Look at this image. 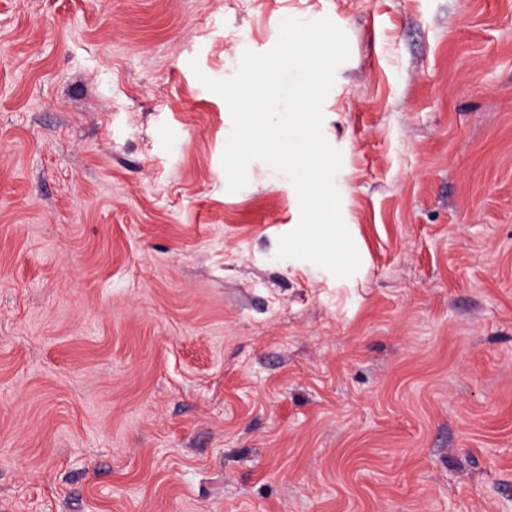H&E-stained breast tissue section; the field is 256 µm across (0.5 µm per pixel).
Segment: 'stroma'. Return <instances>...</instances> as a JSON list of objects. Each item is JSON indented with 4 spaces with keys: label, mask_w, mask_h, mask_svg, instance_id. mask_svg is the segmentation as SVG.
Returning a JSON list of instances; mask_svg holds the SVG:
<instances>
[{
    "label": "stroma",
    "mask_w": 512,
    "mask_h": 512,
    "mask_svg": "<svg viewBox=\"0 0 512 512\" xmlns=\"http://www.w3.org/2000/svg\"><path fill=\"white\" fill-rule=\"evenodd\" d=\"M298 16L353 281L197 78ZM0 512H512V0H0Z\"/></svg>",
    "instance_id": "1"
}]
</instances>
